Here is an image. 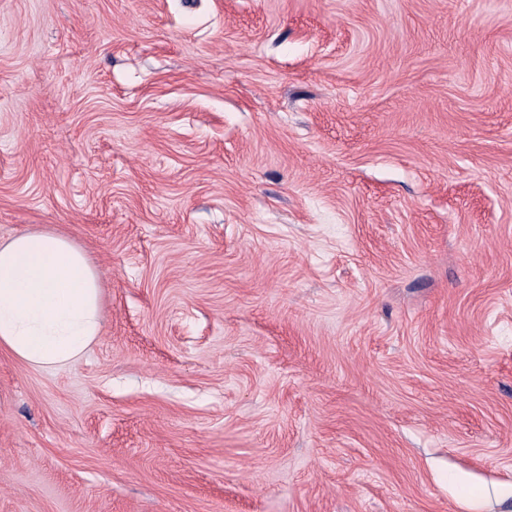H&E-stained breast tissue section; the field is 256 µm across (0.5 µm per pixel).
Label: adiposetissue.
<instances>
[{"instance_id": "1", "label": "adipose tissue", "mask_w": 512, "mask_h": 512, "mask_svg": "<svg viewBox=\"0 0 512 512\" xmlns=\"http://www.w3.org/2000/svg\"><path fill=\"white\" fill-rule=\"evenodd\" d=\"M101 284L65 235L34 231L0 241V352L58 369L101 333Z\"/></svg>"}]
</instances>
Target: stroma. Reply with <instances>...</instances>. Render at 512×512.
Listing matches in <instances>:
<instances>
[{"mask_svg": "<svg viewBox=\"0 0 512 512\" xmlns=\"http://www.w3.org/2000/svg\"><path fill=\"white\" fill-rule=\"evenodd\" d=\"M103 280L0 353V512H512V0H0V240ZM101 284L65 235L34 231L0 241V352L63 368L101 333Z\"/></svg>", "mask_w": 512, "mask_h": 512, "instance_id": "stroma-1", "label": "stroma"}]
</instances>
